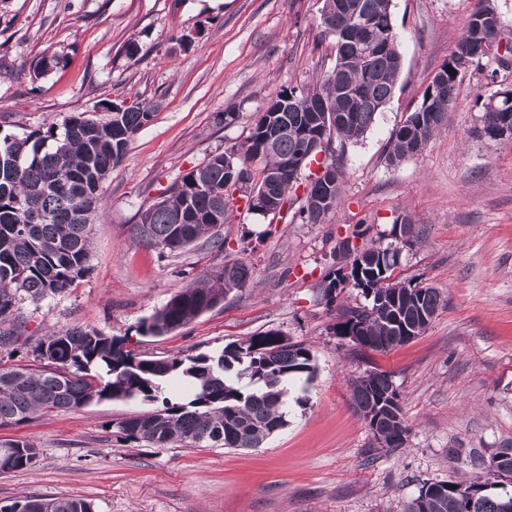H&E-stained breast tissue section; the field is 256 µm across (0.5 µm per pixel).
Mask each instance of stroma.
Returning a JSON list of instances; mask_svg holds the SVG:
<instances>
[{"instance_id": "stroma-1", "label": "stroma", "mask_w": 512, "mask_h": 512, "mask_svg": "<svg viewBox=\"0 0 512 512\" xmlns=\"http://www.w3.org/2000/svg\"><path fill=\"white\" fill-rule=\"evenodd\" d=\"M477 0H393L403 68L365 138L334 145L340 203L321 224L272 222L236 203L221 247L206 241L161 255L133 232L139 211L209 155L243 142L268 103L334 64L322 0H0V135L24 137L115 104L154 108L103 184L89 272L39 306L23 303L37 339L73 326L125 336L139 355H197L269 330L310 346L316 373L295 395L287 426L261 447L150 448L121 439L126 416L156 411L103 400L0 427L40 451L28 469L0 473V505L20 496L91 500L96 512H403L423 483L473 473L459 448L512 444V137L482 131L479 97L495 90L470 68L448 125L399 166L385 160L393 130L422 101ZM45 55L57 68L31 80ZM236 119L225 124V112ZM419 236L394 275L438 288L446 304L427 331L387 352L335 335L345 287L327 304L318 285L342 266L340 244L390 243L396 218ZM251 283L161 336L141 321L226 262ZM390 375L410 432L404 448H374L351 400V378Z\"/></svg>"}]
</instances>
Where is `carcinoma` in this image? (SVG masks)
<instances>
[{
    "instance_id": "cac0c4a2",
    "label": "carcinoma",
    "mask_w": 512,
    "mask_h": 512,
    "mask_svg": "<svg viewBox=\"0 0 512 512\" xmlns=\"http://www.w3.org/2000/svg\"><path fill=\"white\" fill-rule=\"evenodd\" d=\"M348 6L369 23V36L379 50L367 57L359 44L339 45L348 26ZM392 0H323L320 20L335 49L333 66L315 84L281 90L251 127L244 141L216 152L186 173L157 201L142 209L136 235L162 253L178 255L201 239L219 237L222 223L213 222L215 207L227 205L235 191L255 193L248 211L276 216L292 207L290 193L307 163L312 143L326 139L344 145L365 137L376 115L392 98L403 66L391 15ZM508 26L494 0H478L464 33L447 62L426 86L422 102L392 133L386 162L396 167L420 153L447 124L458 83L472 66L492 62L491 82L512 69V36L504 54L489 42L505 36ZM154 106L132 105L104 118L82 113L62 127L22 138L0 136V345L17 342L28 317L21 302L37 303L71 288L90 269L94 230L101 214L99 185L125 157L134 135L150 120ZM483 133L502 136L512 126V98L493 92L483 99ZM239 165L242 183L230 182L224 156ZM342 173L331 162L324 175L306 186L294 212L304 224H320L336 209ZM392 236L407 245L416 238L404 217ZM345 266L329 271L319 284L328 303L353 276L352 287L367 304L339 309L334 333L355 336V344L387 352L423 335L439 308L442 293L421 282L392 279L399 264L397 246L357 248ZM251 280L243 261L227 262L188 284L140 323L154 336L183 327L224 301ZM49 368L0 364V426L19 424L35 415L75 410L93 401L140 399L162 401L164 408L122 420L118 433L154 448L178 442L207 443L224 448H257L288 425L289 386L315 373L310 347L292 343L270 329L228 344L211 354L142 357L126 349V338L79 326L50 333L35 345ZM363 386L351 380V399L370 432L386 439L383 450L406 444L409 426L399 393L385 373L369 374ZM169 387L187 392L184 403L162 397ZM479 475L472 481L425 483L404 512H512V446L485 456L471 451ZM39 449L26 439L0 441V461L9 470L34 466ZM0 512H95L80 498L23 496L0 506Z\"/></svg>"
}]
</instances>
